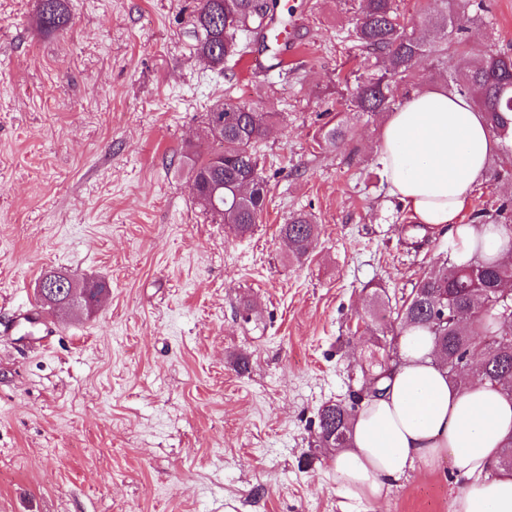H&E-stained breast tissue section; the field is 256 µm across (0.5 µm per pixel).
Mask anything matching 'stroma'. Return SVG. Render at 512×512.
<instances>
[{
	"mask_svg": "<svg viewBox=\"0 0 512 512\" xmlns=\"http://www.w3.org/2000/svg\"><path fill=\"white\" fill-rule=\"evenodd\" d=\"M300 34L283 68L225 78L192 44L197 0H68L64 32L36 0H0V512H452L448 466L383 507L345 497L313 448L328 402L351 404L390 303L448 257L413 244L375 145L384 117L342 111L372 61L350 36L359 0H285ZM465 64L512 50V0H472ZM233 101L278 118L259 144L270 188L243 238L197 202L180 156ZM346 136L321 149L325 123ZM319 237L292 262L296 212ZM56 270L103 280L55 334L4 335ZM249 369L237 370L239 358ZM37 24L47 33L64 31L72 18L66 9V0H37Z\"/></svg>",
	"mask_w": 512,
	"mask_h": 512,
	"instance_id": "obj_1",
	"label": "stroma"
}]
</instances>
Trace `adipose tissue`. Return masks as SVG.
Returning a JSON list of instances; mask_svg holds the SVG:
<instances>
[{"instance_id":"adipose-tissue-1","label":"adipose tissue","mask_w":512,"mask_h":512,"mask_svg":"<svg viewBox=\"0 0 512 512\" xmlns=\"http://www.w3.org/2000/svg\"><path fill=\"white\" fill-rule=\"evenodd\" d=\"M499 145L485 113L443 87L406 98L376 144L389 193L447 239L455 263L507 256L502 227L465 221ZM511 441L512 399L488 383L458 387L434 360L427 333L412 325L402 330L382 392L363 402L331 474L346 497L377 503L410 473L446 464L463 481L453 512H512V473L488 475Z\"/></svg>"}]
</instances>
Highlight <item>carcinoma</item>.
Returning <instances> with one entry per match:
<instances>
[{
	"label": "carcinoma",
	"mask_w": 512,
	"mask_h": 512,
	"mask_svg": "<svg viewBox=\"0 0 512 512\" xmlns=\"http://www.w3.org/2000/svg\"><path fill=\"white\" fill-rule=\"evenodd\" d=\"M439 6L425 14L420 33L407 31L397 0H361L354 38L374 58L371 75L359 82L347 109L370 118L393 110L397 93H410L416 63L438 56L448 65L453 33L470 22V0H437ZM280 0H265L258 12L255 0H198L192 19L194 50L212 68L229 72L228 63L252 49L275 54L279 37L288 32V15L279 10ZM72 18L66 0H37V24L47 33L64 31ZM448 91L466 96L488 116L499 132L501 113L512 112V54L476 53L460 69L449 72ZM224 110V162L213 160L216 151L192 147L182 155L183 164L205 211L228 226L237 236L252 233L268 202V184L261 175L257 145L277 116L258 112L245 104L222 102L210 112ZM341 123L321 129L320 141L328 147L343 139ZM475 223L502 225L509 231L512 251V205L506 202L490 220L478 211ZM288 241L289 257L298 263L308 259L318 236V225L305 213L293 214L279 226ZM400 327L414 325L427 330L438 362L460 387L487 382L512 398V260L500 263L474 258L467 265L446 260L429 270L414 286L409 300L396 311ZM353 413L336 402L317 413L315 447L332 443L349 446Z\"/></svg>",
	"instance_id": "cac0c4a2"
}]
</instances>
